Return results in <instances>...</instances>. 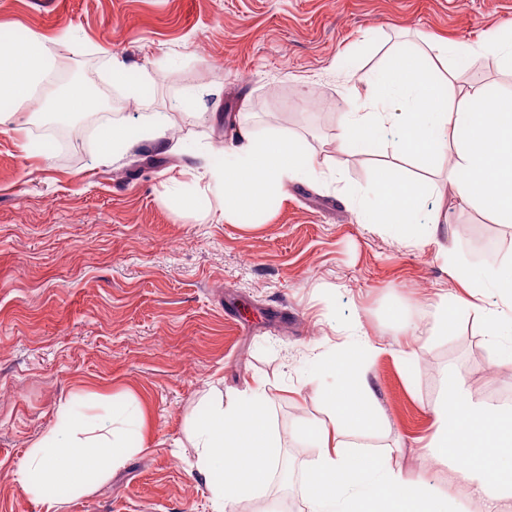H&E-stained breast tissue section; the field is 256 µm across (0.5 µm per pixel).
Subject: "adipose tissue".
<instances>
[{"label":"adipose tissue","instance_id":"obj_1","mask_svg":"<svg viewBox=\"0 0 512 512\" xmlns=\"http://www.w3.org/2000/svg\"><path fill=\"white\" fill-rule=\"evenodd\" d=\"M53 66L47 38L34 34L19 49L0 53V125L36 97ZM342 96L350 108L336 134L345 151L374 154L390 147L394 158L417 162L425 172H447L454 199L475 207L500 224H512V96L490 98L482 88L454 91L412 56L374 75L341 71ZM165 149V116L145 117L135 130L112 124L98 137L101 161L114 160L132 140ZM316 154L281 131L259 136L243 132L228 163L205 169L208 191L223 199L227 221L255 218L285 195L289 181L316 176ZM360 223L387 230L413 245L436 240L440 224L422 218L425 191L418 180L377 168L367 189L345 187ZM452 278L468 298L440 295L436 329L451 333L460 316L483 320L489 344L500 361L512 365V261L481 266L461 263L454 248L443 252ZM493 294L495 308L480 299ZM380 347L353 331L344 347L321 361L334 383L323 393L327 419L305 436L316 450L306 485L311 512H450L447 494L428 481L392 470L385 456L358 449L349 433L366 434L380 418L366 366ZM433 431L422 447L449 468L482 512H512V405L475 400L467 379L449 368L434 409ZM64 426L51 429L27 452L17 472L21 489L42 486V501L57 503L56 489L89 491L94 480L123 465L130 450L117 429L122 416L63 411ZM197 469L207 481L216 507L256 494L271 480L279 443L263 390L228 405L205 409L193 426Z\"/></svg>","mask_w":512,"mask_h":512}]
</instances>
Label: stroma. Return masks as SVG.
I'll return each mask as SVG.
<instances>
[{
    "mask_svg": "<svg viewBox=\"0 0 512 512\" xmlns=\"http://www.w3.org/2000/svg\"><path fill=\"white\" fill-rule=\"evenodd\" d=\"M30 33L53 38L55 69L97 81L115 120L133 127L169 115L174 148L134 142L113 163L99 162L91 142L70 157L51 142L22 151L47 95L0 126V512H45L15 472L70 401L99 413L136 405L144 425L124 465L91 491L65 494L57 512H214L192 421L204 404L258 384L275 430L303 453L279 449L270 484L225 512H282L291 499L309 512L316 450L301 432L326 417L318 360L355 322L389 345L368 364L386 421L365 444L449 494L454 512H470L465 488L419 448L448 366L474 399L512 401V365L498 364L474 317L436 335L439 289L467 294L439 243L414 246L357 222L344 186L366 185L392 155L337 150L346 106L336 70L388 68L405 47L455 89L512 92V66L492 53L462 64L431 48L512 37V0H0V39ZM113 55L143 84L140 98L109 81ZM198 98L206 111L192 107ZM272 128L305 138L319 174L293 181L255 223L221 220L222 201L203 192L196 170L222 164L242 131ZM403 173L426 177L414 162ZM429 180L462 260L486 261L465 240L467 224L499 241L496 260H512V225L458 205L443 177ZM180 190L200 193L209 215L180 210ZM397 301L411 309L413 338L388 316ZM409 341L418 349L410 371L396 355Z\"/></svg>",
    "mask_w": 512,
    "mask_h": 512,
    "instance_id": "stroma-1",
    "label": "stroma"
}]
</instances>
